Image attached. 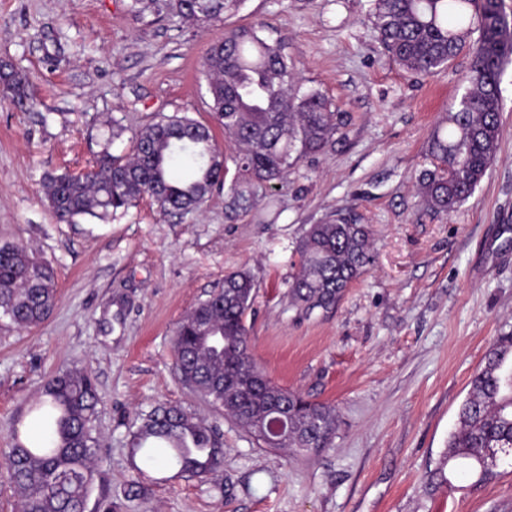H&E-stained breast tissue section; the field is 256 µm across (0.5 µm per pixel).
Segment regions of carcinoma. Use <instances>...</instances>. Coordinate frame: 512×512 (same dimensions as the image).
Returning <instances> with one entry per match:
<instances>
[{
	"label": "carcinoma",
	"instance_id": "obj_1",
	"mask_svg": "<svg viewBox=\"0 0 512 512\" xmlns=\"http://www.w3.org/2000/svg\"><path fill=\"white\" fill-rule=\"evenodd\" d=\"M243 0H170L183 19L203 23L239 9ZM370 19L389 60L432 76L448 68L464 49L472 50L468 89L448 112L429 144L431 167L419 176L423 204L436 213L461 206L486 176L496 155L501 112L500 78L512 55V24L505 0H372ZM263 25L229 30L204 60L207 93L225 137L237 147L238 176L230 188L233 212L254 207L259 190L281 184L302 156L324 150L342 126L317 91H293L296 67L283 41L262 35ZM480 38L471 43L473 31ZM0 85L10 105L33 106L29 79L0 63ZM228 172L224 153L209 126L174 114L141 129L132 156L105 151L92 174L47 173L44 187L56 220L104 218L149 197L166 212L197 208ZM368 225L338 212L311 224L296 245L297 270L288 282L291 302L307 311L328 309L373 261ZM58 297L54 269L11 243L0 245V321L19 329L36 327L52 314ZM254 280L246 271L224 276L221 288L179 322L173 339L176 370L212 406L253 432L250 417L266 412L271 395L288 398V412L300 430L288 442L296 451L326 448L336 434L335 408L312 403L272 384L257 365L246 326L254 303ZM210 336L224 337L214 349ZM101 397L81 371L62 370L43 385L30 412L45 414L49 433L29 439L22 420L10 430L6 465L19 492L18 512H86L99 451L92 422ZM136 449L165 445L180 472L201 476L221 464L223 450L212 431L175 408H158L134 434ZM512 457V334L488 349L485 364L470 380L448 438L445 461L461 460L478 481L498 476L488 451Z\"/></svg>",
	"mask_w": 512,
	"mask_h": 512
}]
</instances>
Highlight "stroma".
Wrapping results in <instances>:
<instances>
[{"mask_svg": "<svg viewBox=\"0 0 512 512\" xmlns=\"http://www.w3.org/2000/svg\"><path fill=\"white\" fill-rule=\"evenodd\" d=\"M370 0H244L202 25L168 0H0V62L39 91L33 110L0 101V244L27 248L56 272L58 300L32 329L0 323V512H17L6 476L8 426L56 372L90 375L102 398L100 450L87 512H512V464L478 482L445 463L469 382L500 333L512 331V63L501 76L495 159L456 211L420 204L435 127L464 93L472 55L424 77L385 57ZM260 23L280 39L301 90H315L346 124L302 157L272 207L230 214L214 190L190 212L143 198L103 219L57 223L48 172L80 174L102 150L132 152V136L185 114L223 128L203 70L227 29ZM353 210L373 232L374 260L329 310L289 302L295 247L308 225ZM249 271L252 353L277 386L334 406L330 447L266 448L179 378L180 320ZM211 427L224 463L181 473L162 448L131 453L133 432L157 407ZM444 468L448 482L425 487Z\"/></svg>", "mask_w": 512, "mask_h": 512, "instance_id": "stroma-1", "label": "stroma"}]
</instances>
